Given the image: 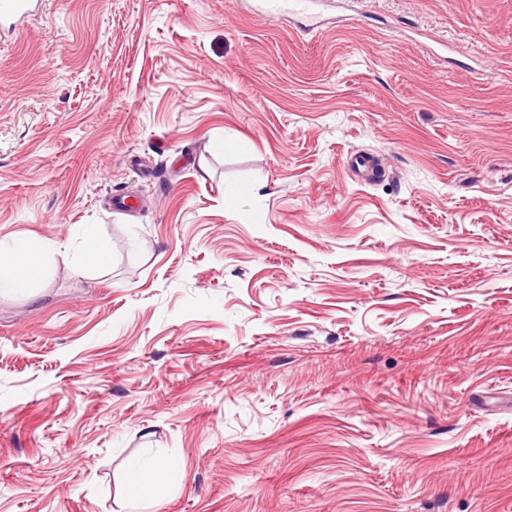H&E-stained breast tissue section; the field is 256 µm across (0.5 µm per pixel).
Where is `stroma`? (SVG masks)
Here are the masks:
<instances>
[{
    "label": "stroma",
    "mask_w": 512,
    "mask_h": 512,
    "mask_svg": "<svg viewBox=\"0 0 512 512\" xmlns=\"http://www.w3.org/2000/svg\"><path fill=\"white\" fill-rule=\"evenodd\" d=\"M335 13L0 30V512H512V0ZM29 239V246L26 241H21L18 245L24 252L6 250L4 264L8 271L2 274V245L1 254V272H0V291L12 293H24L43 277V268L40 264V257L43 254L51 253L55 249L52 241L32 236ZM28 246V247H27ZM170 470L171 466L165 463L131 468L128 482L130 496L134 500H161Z\"/></svg>",
    "instance_id": "35a3bbf8"
}]
</instances>
